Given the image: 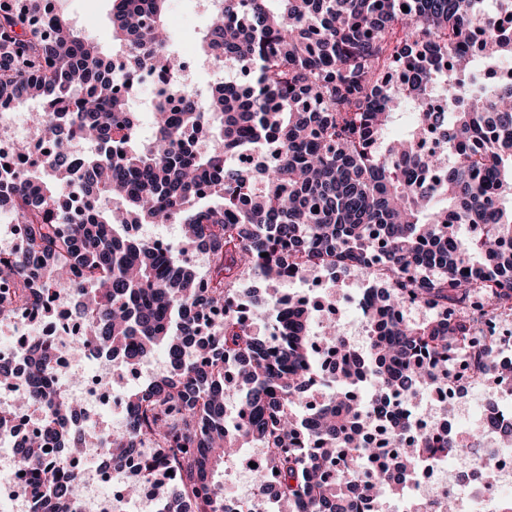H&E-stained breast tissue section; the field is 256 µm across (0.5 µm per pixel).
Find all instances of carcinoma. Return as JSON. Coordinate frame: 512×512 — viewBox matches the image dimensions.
I'll return each mask as SVG.
<instances>
[{"mask_svg": "<svg viewBox=\"0 0 512 512\" xmlns=\"http://www.w3.org/2000/svg\"><path fill=\"white\" fill-rule=\"evenodd\" d=\"M45 0L0 4V101L48 103L35 124L49 134L41 158L14 173L0 156V211L24 237L0 253V316L13 300L32 314L51 312L56 291L71 289L89 311L93 342L133 366L166 349L168 377L127 396L126 434L104 440L112 465L144 443L130 494L167 467L160 512H234L208 489L237 449L260 444L279 471L273 500L288 512H355V502L405 486L423 461L454 443L416 437L381 461L358 429L378 423L391 395L411 402L452 379L463 354L472 374H496L499 345L482 334L489 315L512 314V80L478 82L486 65L512 64V0H221L201 37L206 56L245 64L201 101L154 96L153 134L144 141L125 117L111 54L81 36L63 4L46 31ZM166 0H112V41L134 64L162 76L183 67L165 32ZM408 11H402L403 7ZM405 133L385 142L402 114ZM208 130L215 145L196 150L188 129ZM273 143L261 168L247 162ZM78 175L106 204L80 215L62 196ZM175 222L185 242L207 255L204 273L127 236L128 224ZM461 224L485 237L462 241ZM380 266L369 267L367 257ZM43 257L56 263L31 274ZM346 268L379 286L361 305L368 351L350 346L329 323L325 350L335 356L336 391L308 409L322 381L304 299L283 309L273 285L288 273ZM265 292L243 301L241 282ZM422 303V322L396 310ZM222 312L215 331L201 315ZM260 320L264 326L249 327ZM41 362L15 382L26 405L48 406L53 438L74 446L69 401L41 384ZM375 384L359 405L361 375ZM407 416L392 420L396 445L411 435ZM35 486L53 512H72L75 479L27 446Z\"/></svg>", "mask_w": 512, "mask_h": 512, "instance_id": "1", "label": "carcinoma"}]
</instances>
